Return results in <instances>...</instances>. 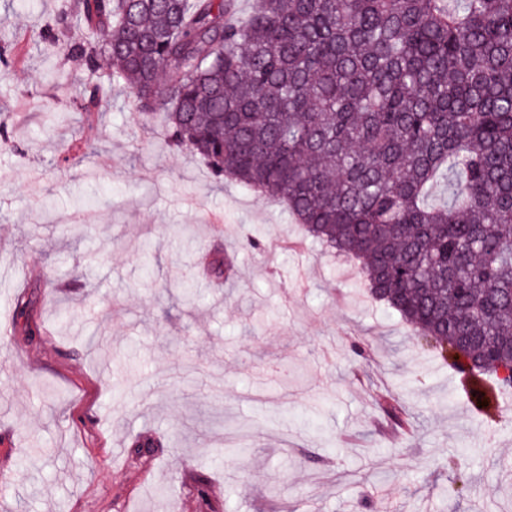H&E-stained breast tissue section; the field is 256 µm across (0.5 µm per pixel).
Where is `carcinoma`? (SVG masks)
<instances>
[{
  "mask_svg": "<svg viewBox=\"0 0 512 512\" xmlns=\"http://www.w3.org/2000/svg\"><path fill=\"white\" fill-rule=\"evenodd\" d=\"M45 30L86 69L88 129L106 85L164 109L169 148L275 195L447 346L477 412L481 376L512 395V0H65Z\"/></svg>",
  "mask_w": 512,
  "mask_h": 512,
  "instance_id": "obj_1",
  "label": "carcinoma"
}]
</instances>
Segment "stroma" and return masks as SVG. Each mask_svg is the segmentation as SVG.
Returning a JSON list of instances; mask_svg holds the SVG:
<instances>
[{
	"mask_svg": "<svg viewBox=\"0 0 512 512\" xmlns=\"http://www.w3.org/2000/svg\"><path fill=\"white\" fill-rule=\"evenodd\" d=\"M62 4L0 0V512H197L207 461L219 512H512V409L473 414L356 260L286 247L302 229L280 200L214 182L122 87L94 154L72 150L84 70L43 37ZM250 237L266 249L233 280L202 274L210 245ZM146 434L163 442L141 457Z\"/></svg>",
	"mask_w": 512,
	"mask_h": 512,
	"instance_id": "35a3bbf8",
	"label": "stroma"
}]
</instances>
